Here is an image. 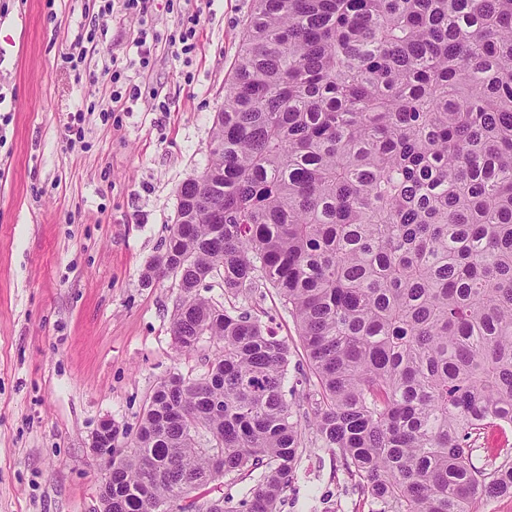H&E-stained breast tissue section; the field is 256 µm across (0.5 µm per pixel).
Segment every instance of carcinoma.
<instances>
[{
  "label": "carcinoma",
  "instance_id": "obj_1",
  "mask_svg": "<svg viewBox=\"0 0 512 512\" xmlns=\"http://www.w3.org/2000/svg\"><path fill=\"white\" fill-rule=\"evenodd\" d=\"M211 140L143 277L183 293L177 349L219 350L157 384L133 448L102 439V512H277L305 405L370 512L512 496L511 445L473 462L512 425V0H254ZM263 285L291 384L239 305ZM215 473L240 498L190 499ZM251 313L266 322L276 332L277 336L288 342L292 351L291 363L288 367V383H292L295 368L303 366L307 369L306 356L297 334L295 322L282 307L275 290L269 285L259 288L253 301L246 303Z\"/></svg>",
  "mask_w": 512,
  "mask_h": 512
}]
</instances>
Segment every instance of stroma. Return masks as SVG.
I'll return each mask as SVG.
<instances>
[{
	"label": "stroma",
	"mask_w": 512,
	"mask_h": 512,
	"mask_svg": "<svg viewBox=\"0 0 512 512\" xmlns=\"http://www.w3.org/2000/svg\"><path fill=\"white\" fill-rule=\"evenodd\" d=\"M100 0H0V512H99L104 466L91 451L102 421L129 448L146 402L170 373L198 376L209 339L178 350L171 335L182 293L142 273L170 234L177 192L209 160L252 0L158 5L160 33L200 17L195 51L158 43L141 68L139 25ZM85 50L70 69L71 48ZM117 60L137 86L133 109L111 103L102 69ZM83 113L84 139L65 128ZM248 307L306 356L271 287ZM299 475L280 512H369L339 459L315 441L309 414Z\"/></svg>",
	"instance_id": "35a3bbf8"
}]
</instances>
